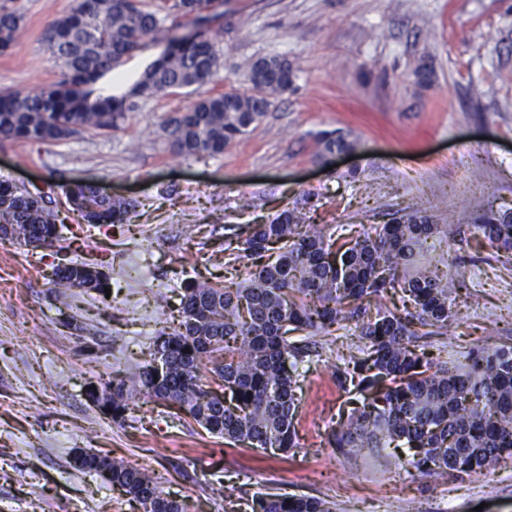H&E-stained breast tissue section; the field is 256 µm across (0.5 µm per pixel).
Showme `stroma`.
<instances>
[{
	"label": "stroma",
	"mask_w": 512,
	"mask_h": 512,
	"mask_svg": "<svg viewBox=\"0 0 512 512\" xmlns=\"http://www.w3.org/2000/svg\"><path fill=\"white\" fill-rule=\"evenodd\" d=\"M22 16L0 55V88L56 82L44 41L72 0H0ZM208 26L222 50L209 93L245 90L248 64L288 57L293 90L224 154L176 156L166 120L183 93L136 97L119 128L52 146L0 141V177L49 189L59 239L34 249L0 240V512H141L77 449L145 469L187 512H251L264 494L320 496L334 512H512V460L491 474L406 471L394 449L346 458L326 436L348 395L337 345L315 337L297 391L299 446L288 456L225 447L189 416L136 399L114 423L85 395L99 377L134 385L155 332L176 320L186 280L237 282L225 238L303 203L309 223L355 236L413 207L448 227V260L465 288L447 334L425 338L440 360L512 346V254L471 236L481 209L512 211V0H216ZM432 73L422 85L420 71ZM355 139L327 159L319 132ZM91 181L131 203L126 224H87L62 183ZM104 263L111 296L54 288L59 261Z\"/></svg>",
	"instance_id": "obj_1"
}]
</instances>
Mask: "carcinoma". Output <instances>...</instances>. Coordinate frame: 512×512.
<instances>
[{"instance_id":"1","label":"carcinoma","mask_w":512,"mask_h":512,"mask_svg":"<svg viewBox=\"0 0 512 512\" xmlns=\"http://www.w3.org/2000/svg\"><path fill=\"white\" fill-rule=\"evenodd\" d=\"M212 0H75L45 30L61 61L58 81L32 94L0 90V140L50 145L84 130L118 126L125 108L94 95V80L118 67L172 17H198ZM21 16L0 7V53L14 44ZM220 68V50L202 36L181 40L141 82L146 95L186 89L195 99L167 119L179 155L224 153L293 90L295 68L285 56H267L249 67L248 88L202 95ZM322 155L350 152L357 143L333 131L319 136ZM70 208L88 224H122L130 204L100 195L93 182L60 185ZM491 246L512 250V213H483L473 225ZM344 226L324 233L305 223L299 207L283 209L245 235L224 242V252L244 260L237 287L183 284L181 319L153 338L140 369L138 393L176 406L229 448L297 447L298 366L309 353L307 337L333 342L352 332L349 353L337 357L336 379L350 394L346 423L329 444L343 454L359 448L404 445L408 465L421 473H488L512 458V346L469 354L455 370L417 345V327L442 329L454 318L451 294L463 279L443 278L425 260L427 242L443 233L430 216L413 209L365 230L342 245ZM60 237L58 214L46 194L0 178V239L49 245ZM63 288L105 295L109 277L98 267L71 262L54 268ZM398 290L410 302L402 313L371 302ZM294 331L305 336L296 339ZM165 368L154 366L155 350ZM112 398V420L125 421L132 390L124 380L99 382ZM109 484L142 512H187L143 470L112 464ZM253 512H333L315 496L266 495Z\"/></svg>"}]
</instances>
